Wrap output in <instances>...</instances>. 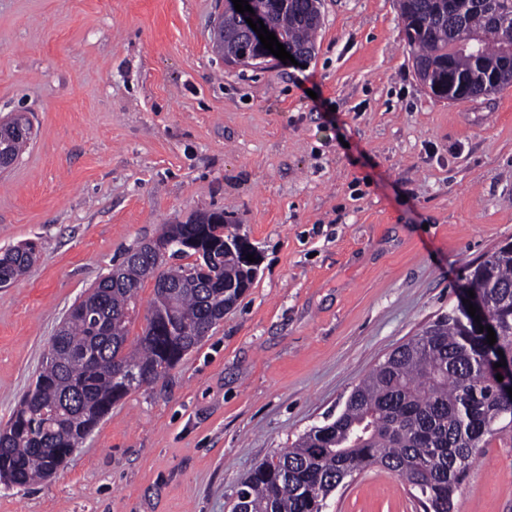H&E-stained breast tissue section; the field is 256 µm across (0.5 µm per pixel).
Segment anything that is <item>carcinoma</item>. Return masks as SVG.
<instances>
[{"label": "carcinoma", "instance_id": "carcinoma-1", "mask_svg": "<svg viewBox=\"0 0 512 512\" xmlns=\"http://www.w3.org/2000/svg\"><path fill=\"white\" fill-rule=\"evenodd\" d=\"M280 30L288 50L310 58L322 26L321 0H253ZM406 45L420 82L452 102L512 86V38L489 13L512 18V0H398ZM475 52L463 50L466 43ZM217 53L232 64L260 55L231 7L224 9ZM0 128V156L16 159L29 141ZM198 212L165 224L153 240L124 253L75 304L52 337L33 391L0 429V480L27 487L50 476L133 389L169 373L198 347L230 302L253 283V267L224 249V223ZM169 245L167 253L156 246ZM195 257L165 267V256ZM37 259L26 243L0 252V286ZM152 279L154 298L139 346L127 345L138 291ZM497 327V348L512 356V243L488 254L465 277ZM512 436V411L485 366L478 338L454 308L425 325L354 388L344 408L259 463L236 492L232 512H323L336 487L372 466L406 480L423 512H454L455 497L482 448Z\"/></svg>", "mask_w": 512, "mask_h": 512}]
</instances>
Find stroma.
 I'll return each instance as SVG.
<instances>
[{
    "instance_id": "35a3bbf8",
    "label": "stroma",
    "mask_w": 512,
    "mask_h": 512,
    "mask_svg": "<svg viewBox=\"0 0 512 512\" xmlns=\"http://www.w3.org/2000/svg\"><path fill=\"white\" fill-rule=\"evenodd\" d=\"M306 67L226 66L220 0H0V119L31 140L0 173V424L72 305L162 225L220 210L257 276L198 348L132 390L0 512H231L239 482L337 415L512 241V87L470 102L418 80L396 0H322ZM325 512H419L369 468ZM455 512H512V440L481 449ZM37 259L36 246L25 243L0 252V286H7L24 276Z\"/></svg>"
}]
</instances>
